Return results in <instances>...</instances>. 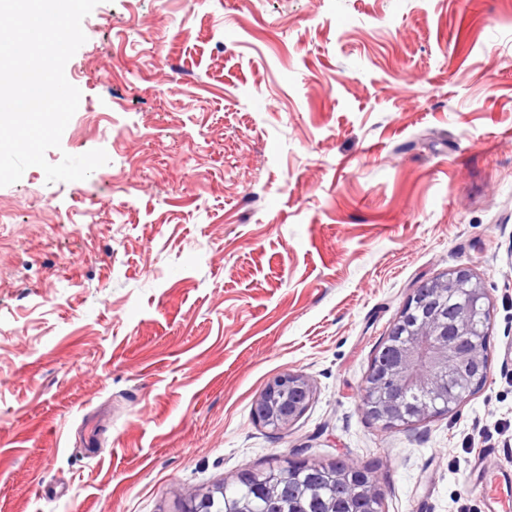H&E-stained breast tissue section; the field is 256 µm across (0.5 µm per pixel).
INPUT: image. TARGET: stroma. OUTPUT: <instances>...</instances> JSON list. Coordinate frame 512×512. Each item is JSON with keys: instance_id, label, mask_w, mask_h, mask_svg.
I'll list each match as a JSON object with an SVG mask.
<instances>
[{"instance_id": "obj_1", "label": "stroma", "mask_w": 512, "mask_h": 512, "mask_svg": "<svg viewBox=\"0 0 512 512\" xmlns=\"http://www.w3.org/2000/svg\"><path fill=\"white\" fill-rule=\"evenodd\" d=\"M49 150L0 187V512H173L287 459L370 469L384 512H512V0H101ZM468 266L489 374L453 412L366 418L375 349ZM313 386L288 430L252 407ZM313 396L310 381L299 373H284L271 379L253 404V415L273 430H285L307 410ZM288 401V411L278 408Z\"/></svg>"}]
</instances>
